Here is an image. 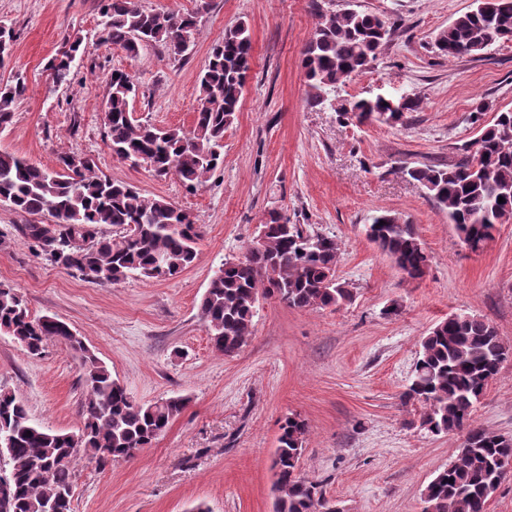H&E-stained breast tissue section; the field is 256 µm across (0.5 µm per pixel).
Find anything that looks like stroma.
I'll return each mask as SVG.
<instances>
[{
	"instance_id": "obj_1",
	"label": "stroma",
	"mask_w": 512,
	"mask_h": 512,
	"mask_svg": "<svg viewBox=\"0 0 512 512\" xmlns=\"http://www.w3.org/2000/svg\"><path fill=\"white\" fill-rule=\"evenodd\" d=\"M138 3L148 11L197 12L185 57L153 45L133 58L98 44L99 0H0V24L15 34L0 84L17 74L28 84L11 123L0 128V151L48 169L65 153L95 156L112 179L190 212L201 232L194 264L177 277L101 285L52 263L20 234L28 216L0 204V282L27 300L33 316L66 322L136 402L189 400L169 430L133 458L81 459L73 512H189L199 502L210 512H273L271 463L291 415L308 425L301 473L342 512H422L425 487L453 460L462 436L428 432L420 403L401 394L422 337L448 315L484 318L512 346V223L499 225L483 252H469L447 211L399 168L457 161L479 134L469 119L477 105L489 118L512 110V42L455 60L436 52L437 33L474 0H324V10L369 12L395 27L341 97L418 101L404 126L356 127L317 102L306 81L302 51L320 21L310 0ZM240 20L251 31V69L237 119L224 133L223 164L191 190L117 158L104 128L111 72L136 79L137 117L191 129L199 74L225 29ZM75 35L88 51L67 82L54 83L46 64ZM273 210L336 239V275L354 297L339 308L309 310L262 300L252 336L227 358L209 343L200 302L214 271L243 255ZM385 212L414 224L429 257L421 279H406L366 239L365 224ZM395 301L399 314L386 315ZM0 388L47 429L75 434L83 425V372L65 342L49 341L32 355L0 334ZM472 419L512 437V357Z\"/></svg>"
}]
</instances>
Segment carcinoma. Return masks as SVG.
<instances>
[{"mask_svg": "<svg viewBox=\"0 0 512 512\" xmlns=\"http://www.w3.org/2000/svg\"><path fill=\"white\" fill-rule=\"evenodd\" d=\"M311 7L321 21L304 48L302 65L315 98L323 102L347 78L369 69L390 40L392 26L378 15L351 9L327 14L322 0H311ZM100 14L98 43L132 56L151 44L183 57L197 30L196 14L147 11L137 0H100ZM13 40L12 29L0 25V68L10 57ZM506 41H512V0H477L476 8L436 36L434 46L451 60ZM251 49L246 22L226 29L200 74V107L189 132L159 129L137 119L132 106L138 93L135 80L112 71L104 111L112 153L133 163L146 162L157 177L175 175L189 187L202 183L223 163L224 132L237 119ZM86 52L83 39L68 37L47 70L63 82L76 57ZM26 91L21 77L0 86V127L11 122L13 106ZM414 106L409 97L399 110L376 96L353 97L340 100L335 112L346 125L396 127L405 124V114ZM483 116L479 104L470 119L481 126V134L463 148L459 161L400 168L448 212L460 241L473 253L494 239L498 225L512 220V111L497 113L486 125ZM59 164L60 169L50 170L0 151V204L54 219L52 224L20 228L51 261L99 284L133 277L167 279L193 264L200 235L191 213L101 173L91 156L63 154ZM500 197L505 202H498ZM104 225L122 232L106 237ZM260 229L259 240L215 272L200 303L210 344L226 358L238 355L252 336L262 298L274 296L296 309L337 307L353 298L349 283L336 277L335 240L303 230L279 211L270 212ZM366 236L406 278L424 276L428 255L414 225L386 212L366 225ZM0 332L31 355L50 340L64 341L77 355L87 387L78 435L36 424L15 395L0 390V446L10 466L9 483L0 486V512H72L73 449L99 462L127 459L152 446L187 406L181 396L150 404L133 400L68 324L53 316H32L23 297L2 282ZM421 347L404 397L422 403L423 424L432 433L469 435L456 458L426 486L427 512H487L491 494L512 472V438L473 425L471 416L512 348L492 324L475 315L448 316L422 338ZM307 432V424L296 416L287 417L280 427L272 461L277 477L274 512H329L331 500L299 472Z\"/></svg>", "mask_w": 512, "mask_h": 512, "instance_id": "cac0c4a2", "label": "carcinoma"}]
</instances>
